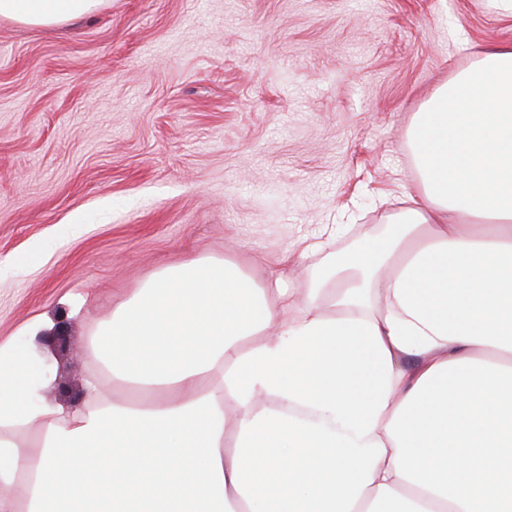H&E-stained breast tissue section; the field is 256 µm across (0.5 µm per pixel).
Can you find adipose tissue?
<instances>
[{"label":"adipose tissue","mask_w":512,"mask_h":512,"mask_svg":"<svg viewBox=\"0 0 512 512\" xmlns=\"http://www.w3.org/2000/svg\"><path fill=\"white\" fill-rule=\"evenodd\" d=\"M411 143L421 180L368 284L192 260L113 310L96 347L130 401L94 378L46 403L50 357L0 343V512H512V45L438 89Z\"/></svg>","instance_id":"adipose-tissue-1"}]
</instances>
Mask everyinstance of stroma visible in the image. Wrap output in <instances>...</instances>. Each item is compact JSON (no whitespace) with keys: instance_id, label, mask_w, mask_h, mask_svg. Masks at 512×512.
<instances>
[{"instance_id":"1","label":"stroma","mask_w":512,"mask_h":512,"mask_svg":"<svg viewBox=\"0 0 512 512\" xmlns=\"http://www.w3.org/2000/svg\"><path fill=\"white\" fill-rule=\"evenodd\" d=\"M512 43L502 0H102L63 27L0 19V342L46 346L68 393L95 330L164 268L236 262L304 287L327 241L384 236L420 180L410 129L478 49ZM84 305L71 315L76 300Z\"/></svg>"}]
</instances>
